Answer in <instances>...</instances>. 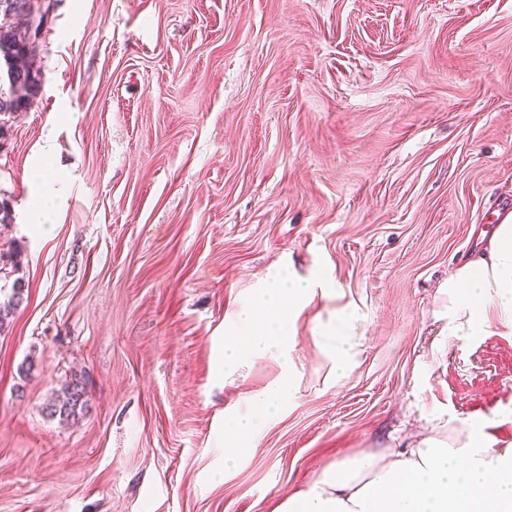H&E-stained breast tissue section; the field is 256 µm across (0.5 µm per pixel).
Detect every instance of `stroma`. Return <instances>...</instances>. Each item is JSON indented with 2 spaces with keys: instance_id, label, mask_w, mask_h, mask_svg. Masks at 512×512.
<instances>
[{
  "instance_id": "35a3bbf8",
  "label": "stroma",
  "mask_w": 512,
  "mask_h": 512,
  "mask_svg": "<svg viewBox=\"0 0 512 512\" xmlns=\"http://www.w3.org/2000/svg\"><path fill=\"white\" fill-rule=\"evenodd\" d=\"M0 137V512H272L329 465L487 423L512 443V328L435 311L512 207V0H58ZM53 175L48 233L24 221ZM318 293L296 380L240 466L224 421L280 375L220 366L268 269ZM355 311L331 375L320 328ZM84 415L41 412L72 374Z\"/></svg>"
}]
</instances>
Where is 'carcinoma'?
<instances>
[{
    "label": "carcinoma",
    "instance_id": "cac0c4a2",
    "mask_svg": "<svg viewBox=\"0 0 512 512\" xmlns=\"http://www.w3.org/2000/svg\"><path fill=\"white\" fill-rule=\"evenodd\" d=\"M31 0H0V116L23 111L37 93L40 79L37 70L26 60L37 55L39 45L30 39ZM23 300V288L14 284L11 298L0 303V332L12 321ZM87 401L85 380L76 374L60 391L43 405V413L50 419L75 421L79 419Z\"/></svg>",
    "mask_w": 512,
    "mask_h": 512
}]
</instances>
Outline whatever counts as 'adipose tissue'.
Listing matches in <instances>:
<instances>
[{
  "label": "adipose tissue",
  "instance_id": "ef3b65f1",
  "mask_svg": "<svg viewBox=\"0 0 512 512\" xmlns=\"http://www.w3.org/2000/svg\"><path fill=\"white\" fill-rule=\"evenodd\" d=\"M267 286L237 317L241 336L224 346V365L252 356L274 357L279 378L225 425V470L238 468L243 446L261 418L278 413L292 387V325L312 302L309 281L274 270ZM439 317L448 334L466 339L512 327V214L497 224L487 248L453 269L440 288ZM354 312L337 313L321 332L330 340L337 375L351 366L357 344ZM274 512H512V445L495 447L477 424L450 425L420 436L415 448L384 450L328 466L307 490L284 495Z\"/></svg>",
  "mask_w": 512,
  "mask_h": 512
}]
</instances>
